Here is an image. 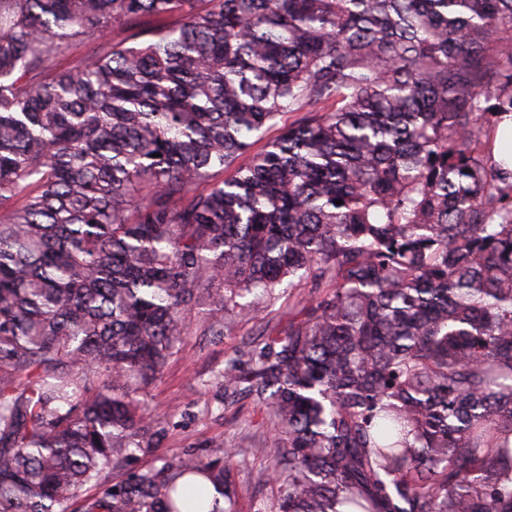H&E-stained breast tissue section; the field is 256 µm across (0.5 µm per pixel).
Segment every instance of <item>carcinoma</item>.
Returning a JSON list of instances; mask_svg holds the SVG:
<instances>
[{"instance_id":"obj_1","label":"carcinoma","mask_w":512,"mask_h":512,"mask_svg":"<svg viewBox=\"0 0 512 512\" xmlns=\"http://www.w3.org/2000/svg\"><path fill=\"white\" fill-rule=\"evenodd\" d=\"M503 113L512 0H0V512H233L230 450L104 477L189 316L285 281L323 293L224 368L269 512H512Z\"/></svg>"}]
</instances>
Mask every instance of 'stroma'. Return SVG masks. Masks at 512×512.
Listing matches in <instances>:
<instances>
[{
  "label": "stroma",
  "mask_w": 512,
  "mask_h": 512,
  "mask_svg": "<svg viewBox=\"0 0 512 512\" xmlns=\"http://www.w3.org/2000/svg\"><path fill=\"white\" fill-rule=\"evenodd\" d=\"M315 295V290L303 286L284 288L276 299L255 304L249 314L239 317L232 334L220 340L205 335L201 321H193L181 351L145 398L149 412L165 417L166 434L156 447L138 452L136 466L193 453L220 456L230 448L238 455L236 512H257L274 498L277 485L271 473V450L275 431L251 400L225 401L224 385L216 373L223 369L225 356L241 342L256 339L265 329H286Z\"/></svg>",
  "instance_id": "obj_1"
}]
</instances>
